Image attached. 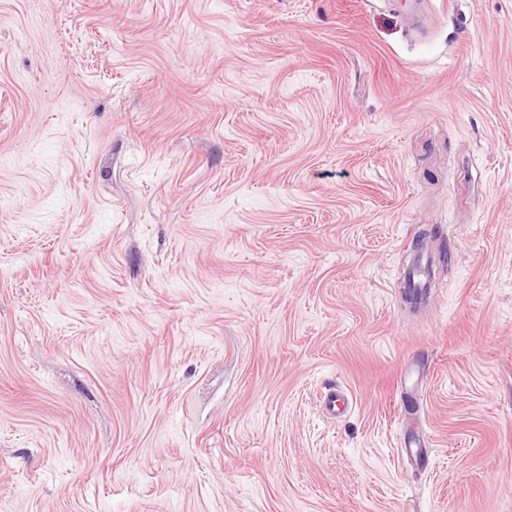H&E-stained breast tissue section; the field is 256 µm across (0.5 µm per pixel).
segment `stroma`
I'll return each mask as SVG.
<instances>
[{
  "label": "stroma",
  "instance_id": "stroma-1",
  "mask_svg": "<svg viewBox=\"0 0 512 512\" xmlns=\"http://www.w3.org/2000/svg\"><path fill=\"white\" fill-rule=\"evenodd\" d=\"M0 512H512V0H0ZM434 275L433 261L426 255L420 254L414 264L406 268L401 274L400 288H405L415 303L427 297Z\"/></svg>",
  "mask_w": 512,
  "mask_h": 512
}]
</instances>
